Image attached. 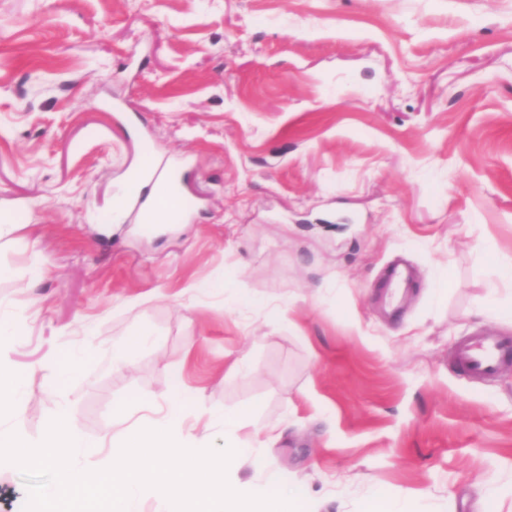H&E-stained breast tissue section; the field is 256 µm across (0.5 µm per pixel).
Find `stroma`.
Segmentation results:
<instances>
[{
	"instance_id": "1",
	"label": "stroma",
	"mask_w": 512,
	"mask_h": 512,
	"mask_svg": "<svg viewBox=\"0 0 512 512\" xmlns=\"http://www.w3.org/2000/svg\"><path fill=\"white\" fill-rule=\"evenodd\" d=\"M147 159L191 211L111 228ZM0 222L24 392L0 430L39 441L65 401L94 439L176 392L198 431L249 406L242 438L279 426L267 462L307 512H512V368L451 360L512 336L483 312L512 296V0H0ZM396 261L415 285L393 318ZM231 275L249 300L228 308ZM456 362L462 371L477 377L497 374L512 364V337L486 333L463 343L456 352ZM402 494L388 492L367 497L362 512H405Z\"/></svg>"
}]
</instances>
